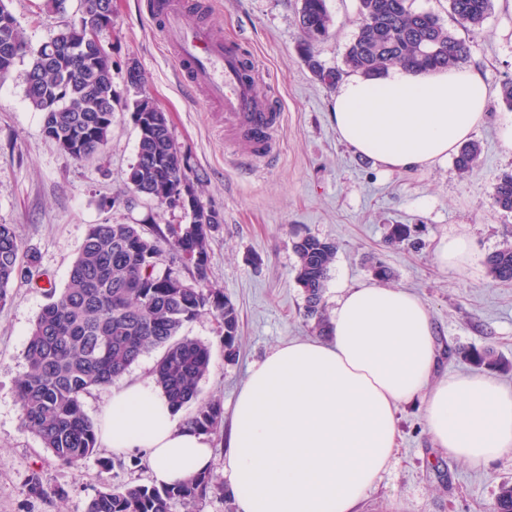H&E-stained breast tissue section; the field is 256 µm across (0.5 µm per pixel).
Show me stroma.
Masks as SVG:
<instances>
[{"instance_id":"1","label":"stroma","mask_w":512,"mask_h":512,"mask_svg":"<svg viewBox=\"0 0 512 512\" xmlns=\"http://www.w3.org/2000/svg\"><path fill=\"white\" fill-rule=\"evenodd\" d=\"M211 25L243 40L258 60L267 93L285 115L274 162L252 163L246 141L224 139V111L187 87L164 51L159 27L149 18L153 0H112V28L102 41L112 54L116 106L110 141L83 160L63 153L43 132L41 113L25 97L29 57H21L0 85V223L14 225L24 253L64 287L88 225L138 224L145 233L186 224L190 211L134 197L127 173L136 159L137 129L129 109L146 93L166 112L177 147L202 176L194 190L222 223L210 242L206 288L223 293L239 314V348L226 360L221 327L209 313L186 323L183 333L209 344L212 368L200 395L219 401L221 427L208 436L215 474H222L236 393L250 368L278 346L315 339L314 319L296 281V237L335 242L337 252L322 297L333 313L340 289L373 282L371 268L390 269L386 286L416 294L434 326L439 372L481 373L512 387V282L491 278L487 256L512 241V213L492 200L496 180L512 173V148L498 136L512 108L492 97L486 122L472 135L480 155L470 172L454 163L430 170L385 173L342 144L332 126L333 88L313 77L297 53L301 0H210ZM333 18L317 48L328 67L344 64L359 22V0H327ZM10 8L31 47L56 30L59 15L43 0H11ZM468 67L481 70L492 90L512 80V0H494L483 25L464 32ZM140 67L143 83H126V65ZM402 224L406 239L390 242ZM451 233L466 234L473 260L464 268L439 266L435 249ZM33 284L14 282L0 305V512H86L103 481L149 484L147 460L104 471L114 451L99 445L79 469L62 466L25 429L16 381L26 370L30 329L47 305ZM493 348L497 366L476 367L463 350ZM398 446L390 468L367 491L357 512H491L504 485H512V451L473 468L434 444L422 398L397 408ZM45 488L63 487L66 499L28 498L21 488L31 473Z\"/></svg>"}]
</instances>
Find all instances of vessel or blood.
<instances>
[{
  "label": "vessel or blood",
  "instance_id": "b4317fda",
  "mask_svg": "<svg viewBox=\"0 0 512 512\" xmlns=\"http://www.w3.org/2000/svg\"><path fill=\"white\" fill-rule=\"evenodd\" d=\"M188 0H158L156 23L184 81L224 109V137L246 140L254 159L268 161L279 151L283 113L273 109L255 66L222 33L209 25L185 26Z\"/></svg>",
  "mask_w": 512,
  "mask_h": 512
}]
</instances>
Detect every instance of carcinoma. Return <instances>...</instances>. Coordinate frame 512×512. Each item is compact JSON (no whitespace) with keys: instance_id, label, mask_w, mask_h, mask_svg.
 I'll return each mask as SVG.
<instances>
[{"instance_id":"carcinoma-1","label":"carcinoma","mask_w":512,"mask_h":512,"mask_svg":"<svg viewBox=\"0 0 512 512\" xmlns=\"http://www.w3.org/2000/svg\"><path fill=\"white\" fill-rule=\"evenodd\" d=\"M0 0V84L17 58L31 53L26 73V99L43 114L46 135L74 159L102 151L112 130V55L104 45L93 53L81 49L80 30L101 33L97 7L104 0H79L78 15L60 27L38 49L28 51L24 32ZM494 0H448V13L463 28H477L493 10ZM360 24L344 56V68H327L318 60L317 45L332 26L327 0H301L298 14L299 53L313 76L336 86L343 75L372 77L394 65L413 71L459 68L470 47L438 17L416 12L408 0H359ZM143 117L138 128L136 160L128 183L133 193L160 204L174 205V196L188 198V224L169 225L155 237L137 224H91L64 288L46 281L51 298L33 324L25 350L27 371L17 385V400L25 427L42 447L64 465L77 467L98 445V427L84 410L82 398L94 388L110 387L141 356L155 348L163 354L155 383L177 411L196 403L183 424L207 434L223 420L221 404L199 399V382L211 367L210 346L182 335L185 323L204 312L223 325L225 358L236 356L239 315L234 304L201 287L207 275L211 233L221 224L219 214L199 202L192 191L187 158L177 148L166 113L147 95L133 102ZM479 146L460 148L456 166L468 171ZM492 200L512 213V174L497 179ZM296 281L306 294V315L319 332H328L329 319L322 295L336 243L313 236L293 242ZM21 245L12 224H0V303L17 280L33 282L42 276L33 255L20 258ZM488 274L512 281V243L486 259ZM477 366L497 364L494 351L466 352ZM211 493H224L214 472L193 474L173 486L114 485L91 498L87 512H171L180 502L194 505Z\"/></svg>"}]
</instances>
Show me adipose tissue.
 <instances>
[{"label":"adipose tissue","mask_w":512,"mask_h":512,"mask_svg":"<svg viewBox=\"0 0 512 512\" xmlns=\"http://www.w3.org/2000/svg\"><path fill=\"white\" fill-rule=\"evenodd\" d=\"M492 89L474 68L401 67L336 87L339 140L387 172L445 163L487 116ZM431 315L401 288L363 283L336 301L327 340H293L250 370L233 407L223 477L237 512H355L393 459L396 410L424 398L428 431L472 466L512 450V388L485 375H436ZM101 437L145 449L170 485L211 469L205 434L183 425L152 386L113 390Z\"/></svg>","instance_id":"1"}]
</instances>
